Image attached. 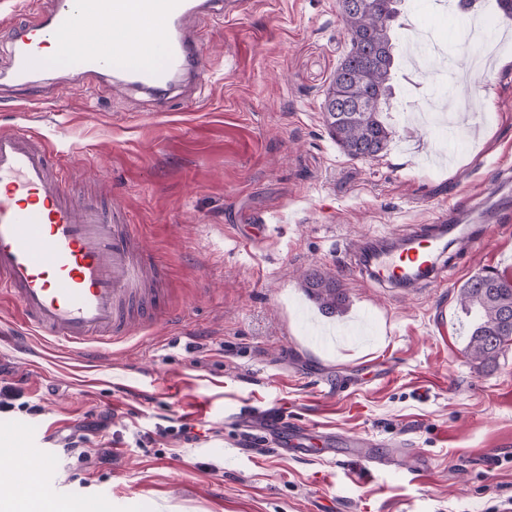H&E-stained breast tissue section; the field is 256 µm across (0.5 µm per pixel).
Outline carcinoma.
<instances>
[{"instance_id": "cac0c4a2", "label": "carcinoma", "mask_w": 512, "mask_h": 512, "mask_svg": "<svg viewBox=\"0 0 512 512\" xmlns=\"http://www.w3.org/2000/svg\"><path fill=\"white\" fill-rule=\"evenodd\" d=\"M338 0L348 38L341 58L324 90L323 122L339 150L353 160H374L384 155L393 137L388 122L393 78L398 65L395 29L402 0ZM303 288L325 314L342 311L347 296L336 274L311 270ZM468 323L466 353L478 366H494L505 346L512 343V278L476 274L457 295Z\"/></svg>"}]
</instances>
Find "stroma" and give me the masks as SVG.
Instances as JSON below:
<instances>
[{"label": "stroma", "mask_w": 512, "mask_h": 512, "mask_svg": "<svg viewBox=\"0 0 512 512\" xmlns=\"http://www.w3.org/2000/svg\"><path fill=\"white\" fill-rule=\"evenodd\" d=\"M51 2L0 0V129L48 136L69 185L136 225L166 290L159 316L100 360L40 340L20 350L19 306L0 296V468L24 429L55 439V499L94 512H502L512 347L477 367L457 293L477 273L512 277V223L473 253L451 246L440 287L384 288L342 268L370 235L431 223L512 167V69L497 66L512 56V18L496 0L465 16L405 0L403 18L466 54L418 77L402 60L393 140L359 161L322 120L348 49L338 0L192 17L203 71L167 97L56 60L13 91L10 27ZM445 94L466 118L453 140L417 121ZM312 269L340 273L344 313L321 316L307 298ZM284 424L308 428L319 453L283 447ZM73 437L80 453L63 449ZM348 437L372 461L336 452Z\"/></svg>", "instance_id": "35a3bbf8"}]
</instances>
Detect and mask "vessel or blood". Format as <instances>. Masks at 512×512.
I'll return each instance as SVG.
<instances>
[{"mask_svg":"<svg viewBox=\"0 0 512 512\" xmlns=\"http://www.w3.org/2000/svg\"><path fill=\"white\" fill-rule=\"evenodd\" d=\"M236 0H52L39 22H20L11 54L17 78L39 66L44 47L77 60L83 74L109 68L125 84L154 94L180 75L201 69L197 42L185 34L194 14L230 16ZM160 58L158 68L148 57ZM512 177L494 173L469 195L466 211L439 210L432 223L412 224L404 249H387L386 236L354 271L388 288L446 282L444 241L459 224L480 227L464 241L476 249L483 222L512 220L504 198ZM146 258L129 225L112 223L67 186L48 140L23 128L0 131V294L15 299L30 328L82 347L131 333L132 319L160 298L143 286Z\"/></svg>","mask_w":512,"mask_h":512,"instance_id":"obj_1","label":"vessel or blood"}]
</instances>
